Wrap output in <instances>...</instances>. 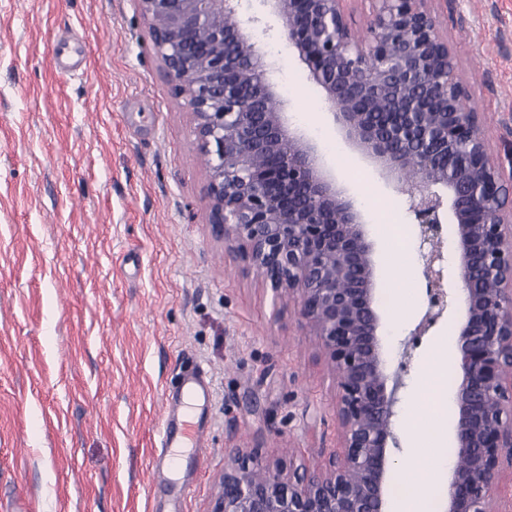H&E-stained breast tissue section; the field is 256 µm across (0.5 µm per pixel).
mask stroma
<instances>
[{
    "instance_id": "35a3bbf8",
    "label": "stroma",
    "mask_w": 512,
    "mask_h": 512,
    "mask_svg": "<svg viewBox=\"0 0 512 512\" xmlns=\"http://www.w3.org/2000/svg\"><path fill=\"white\" fill-rule=\"evenodd\" d=\"M490 150L512 143V0H437ZM290 123L355 191L374 244L383 350L397 364L426 308L417 228L395 184L349 145L303 67L273 35ZM86 51L84 74L57 61ZM190 110L167 82L136 0H0V512H210L231 449L308 468L336 444V376L294 312L206 224ZM406 225L398 250L385 239ZM423 337L399 391V460L422 370L451 336ZM205 369L201 454L155 475L165 400Z\"/></svg>"
}]
</instances>
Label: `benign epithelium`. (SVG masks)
I'll return each mask as SVG.
<instances>
[{
	"instance_id": "1",
	"label": "benign epithelium",
	"mask_w": 512,
	"mask_h": 512,
	"mask_svg": "<svg viewBox=\"0 0 512 512\" xmlns=\"http://www.w3.org/2000/svg\"><path fill=\"white\" fill-rule=\"evenodd\" d=\"M137 2L165 75L191 109L212 235L235 245L273 300L294 303L299 327L336 373L337 449L327 464L285 467L235 448L212 512H388L396 392L413 348L445 316L457 330L454 463L440 512H502L495 494L512 470V155L506 171L479 113L462 107L468 92L431 0H368L362 41L345 0H262L271 23L240 16V0ZM259 26L305 66L418 226L427 307L394 374L362 215L316 143L288 123L274 65L253 37ZM446 206L456 224L450 259Z\"/></svg>"
}]
</instances>
